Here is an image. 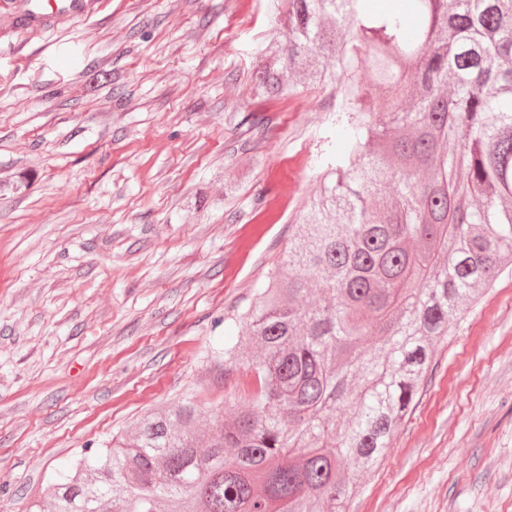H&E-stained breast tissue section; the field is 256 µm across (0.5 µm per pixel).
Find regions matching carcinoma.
Returning a JSON list of instances; mask_svg holds the SVG:
<instances>
[{
  "instance_id": "carcinoma-1",
  "label": "carcinoma",
  "mask_w": 512,
  "mask_h": 512,
  "mask_svg": "<svg viewBox=\"0 0 512 512\" xmlns=\"http://www.w3.org/2000/svg\"><path fill=\"white\" fill-rule=\"evenodd\" d=\"M368 2H270L283 40L257 59L253 104L328 89L345 148L238 316L260 357L233 419L202 446L192 399L149 412L33 512H343L436 345L512 265V0ZM364 70L380 118L359 105ZM237 356L214 352L226 376Z\"/></svg>"
}]
</instances>
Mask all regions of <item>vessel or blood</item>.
I'll list each match as a JSON object with an SVG mask.
<instances>
[{
	"mask_svg": "<svg viewBox=\"0 0 512 512\" xmlns=\"http://www.w3.org/2000/svg\"><path fill=\"white\" fill-rule=\"evenodd\" d=\"M102 0H15L10 9L14 25L46 29L96 13Z\"/></svg>",
	"mask_w": 512,
	"mask_h": 512,
	"instance_id": "vessel-or-blood-1",
	"label": "vessel or blood"
}]
</instances>
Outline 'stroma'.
Listing matches in <instances>:
<instances>
[{
  "instance_id": "1",
  "label": "stroma",
  "mask_w": 512,
  "mask_h": 512,
  "mask_svg": "<svg viewBox=\"0 0 512 512\" xmlns=\"http://www.w3.org/2000/svg\"><path fill=\"white\" fill-rule=\"evenodd\" d=\"M269 0H108L0 37V512L145 413L244 381L238 339L342 140L304 88L250 112ZM349 512H512V270L435 352Z\"/></svg>"
}]
</instances>
